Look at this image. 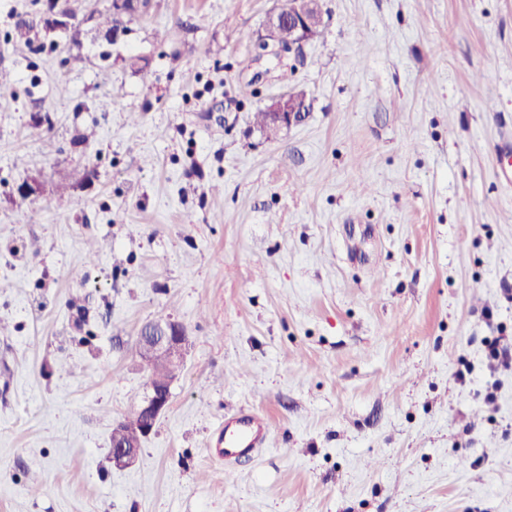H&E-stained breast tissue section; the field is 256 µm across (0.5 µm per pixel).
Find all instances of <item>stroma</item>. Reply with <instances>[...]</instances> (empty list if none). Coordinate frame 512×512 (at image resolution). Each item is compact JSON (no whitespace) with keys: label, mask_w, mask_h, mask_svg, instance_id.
I'll list each match as a JSON object with an SVG mask.
<instances>
[{"label":"stroma","mask_w":512,"mask_h":512,"mask_svg":"<svg viewBox=\"0 0 512 512\" xmlns=\"http://www.w3.org/2000/svg\"><path fill=\"white\" fill-rule=\"evenodd\" d=\"M48 5L0 0V512H512V0H322L280 57L275 0H141L107 60ZM156 319L190 346L119 468ZM239 408L270 438L226 463ZM283 3L271 11L265 17L264 35L259 40L263 50L268 51L272 46V51L285 52L283 46L277 40V33L281 26L288 24L295 31V39L288 26L282 29L280 35L281 43L290 52L293 48L302 47L305 43L313 40L319 31L321 25L322 11L320 0H285ZM93 20V16L86 17L79 21L71 17L63 10L52 13L45 21V27L50 32H62L65 34L71 33L72 36L80 33V26L83 23H88ZM265 107L283 128L302 124L309 114L306 99L298 93L272 96Z\"/></svg>","instance_id":"stroma-1"}]
</instances>
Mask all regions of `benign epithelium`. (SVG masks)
<instances>
[{
  "label": "benign epithelium",
  "mask_w": 512,
  "mask_h": 512,
  "mask_svg": "<svg viewBox=\"0 0 512 512\" xmlns=\"http://www.w3.org/2000/svg\"><path fill=\"white\" fill-rule=\"evenodd\" d=\"M322 11L320 0H283V3L265 17L264 35L259 40L262 49L283 51V46L277 40L281 26L287 24L295 31V39L289 44L290 48H299L313 40L321 25ZM93 20L89 16L82 20L71 17L64 11H58L45 19V27L50 32H62L77 35L81 23ZM266 109L284 128L302 124L308 117L309 105L300 94L283 93L271 97ZM141 359L150 363L161 354L169 359L170 378H175L180 372L184 356L190 345V339L184 327L172 321H157L144 325L138 337ZM171 382L157 385L149 382L148 393L143 402L129 417L117 422L114 435L122 436L120 426L130 425L138 430V437L130 441H116L112 444V463L117 467L133 464L138 458L142 441L153 431L159 417L167 410L171 398Z\"/></svg>",
  "instance_id": "7a95c632"
}]
</instances>
